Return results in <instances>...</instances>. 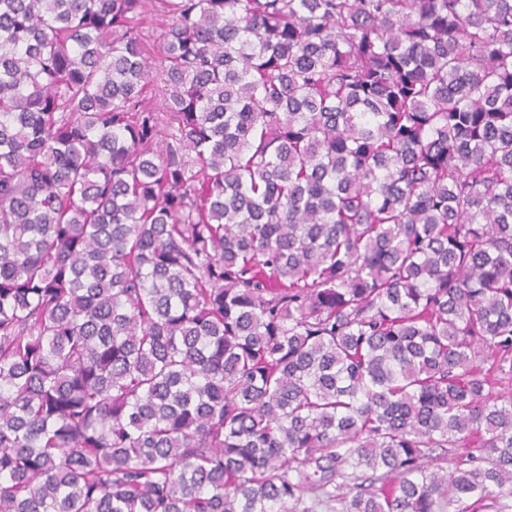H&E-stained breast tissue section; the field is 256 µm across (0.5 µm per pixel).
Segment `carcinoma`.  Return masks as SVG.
<instances>
[{
  "instance_id": "carcinoma-1",
  "label": "carcinoma",
  "mask_w": 512,
  "mask_h": 512,
  "mask_svg": "<svg viewBox=\"0 0 512 512\" xmlns=\"http://www.w3.org/2000/svg\"><path fill=\"white\" fill-rule=\"evenodd\" d=\"M505 381L512 0H0V512H512ZM138 29L141 31L143 37H145L154 46L156 57L160 56V34L162 32V19L154 14H148L141 16V20H138Z\"/></svg>"
}]
</instances>
